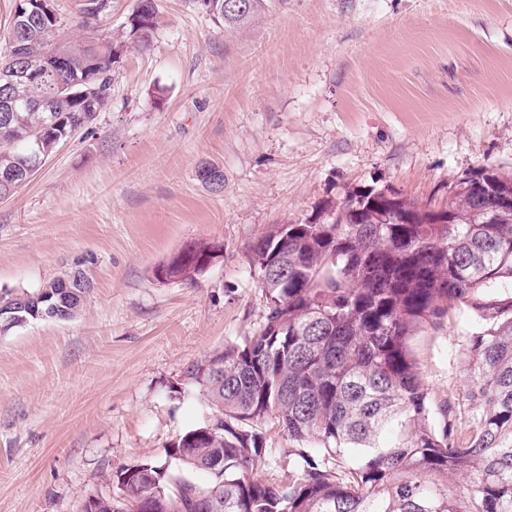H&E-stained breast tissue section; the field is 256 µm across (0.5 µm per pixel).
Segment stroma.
<instances>
[{
    "instance_id": "stroma-1",
    "label": "stroma",
    "mask_w": 512,
    "mask_h": 512,
    "mask_svg": "<svg viewBox=\"0 0 512 512\" xmlns=\"http://www.w3.org/2000/svg\"><path fill=\"white\" fill-rule=\"evenodd\" d=\"M55 0L73 36L119 30L138 0ZM148 49L112 66L107 106L0 199V288L82 269L78 318L0 334V512H79L118 468L152 460L208 408L183 374L261 327L248 246L368 188L445 205L487 165L512 174V0H270L228 31L196 0H155ZM212 163L224 188L197 172ZM221 244L196 281L155 278L185 243ZM481 322L461 309L411 337L433 400L466 427L464 370ZM258 478L296 441L265 422Z\"/></svg>"
}]
</instances>
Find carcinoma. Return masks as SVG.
<instances>
[{
  "label": "carcinoma",
  "instance_id": "obj_1",
  "mask_svg": "<svg viewBox=\"0 0 512 512\" xmlns=\"http://www.w3.org/2000/svg\"><path fill=\"white\" fill-rule=\"evenodd\" d=\"M226 29L249 27L268 0H195ZM107 0H85L84 22ZM157 16L143 0L112 38L73 40L36 16L11 20L18 65L39 68L55 49L67 69L43 87L0 83V109L16 97L42 98L51 112H11L0 125V172L14 168L26 132L46 144L86 118V100L55 93L59 83L98 77L96 108L111 90L112 64L127 44L150 46ZM512 175L490 166L464 175L444 207L388 190L358 192L327 221L277 224L249 248L265 292L261 328L192 365L184 381L202 392L203 424L179 434L166 461L112 473L115 492L93 512H512ZM495 216V223L486 219ZM214 245L191 241L155 270L193 281ZM34 290L0 288V332L81 313L92 281L81 269ZM465 307L488 322L470 337L467 374L476 414L467 432L433 405L409 346L423 323ZM299 449L288 481L254 476L266 452L262 422ZM204 473L199 484L175 468ZM467 478L464 486L453 478Z\"/></svg>",
  "mask_w": 512,
  "mask_h": 512
}]
</instances>
